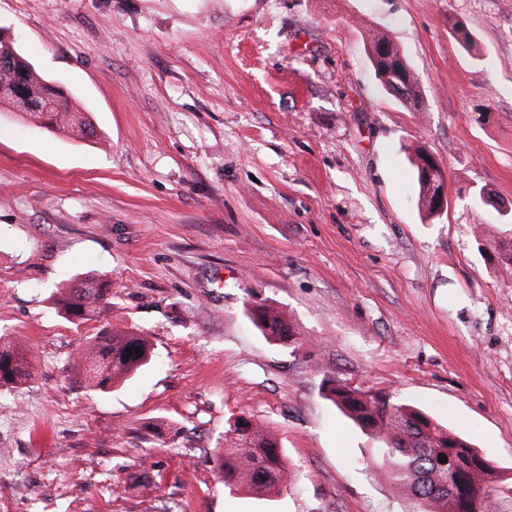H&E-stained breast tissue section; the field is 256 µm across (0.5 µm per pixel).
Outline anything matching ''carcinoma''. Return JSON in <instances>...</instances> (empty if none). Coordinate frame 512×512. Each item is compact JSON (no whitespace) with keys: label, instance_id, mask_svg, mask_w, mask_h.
<instances>
[{"label":"carcinoma","instance_id":"carcinoma-1","mask_svg":"<svg viewBox=\"0 0 512 512\" xmlns=\"http://www.w3.org/2000/svg\"><path fill=\"white\" fill-rule=\"evenodd\" d=\"M370 54L378 80L390 91L391 79L407 84L399 97L416 109L422 99L419 77L403 48L386 31L370 34ZM0 105L51 131L78 130L96 135L88 117L73 110L68 94L43 79L0 29ZM411 163L418 185V204L432 218L431 197L444 183V173L429 172L432 158L420 147L413 148ZM110 283L88 271L56 298V305L69 321L85 324L97 320L110 295ZM246 311L262 336L274 344L301 342V331L281 308L248 293ZM141 349L128 353V349ZM150 358L148 340L134 331L103 330L91 338L80 357V367L91 387L105 391L133 375ZM32 376L25 350L11 341H0V387L21 385ZM326 397L347 417L380 443L376 473L386 479L411 504L409 512H512V477L483 457L477 449L411 405H393L380 392L371 393L345 380H334ZM229 446L219 455L224 486L251 495L276 493L288 474V465L277 437L263 423L244 414L229 418ZM445 455L465 475L466 500L454 496L448 483Z\"/></svg>","mask_w":512,"mask_h":512}]
</instances>
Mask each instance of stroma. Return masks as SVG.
Wrapping results in <instances>:
<instances>
[{"label": "stroma", "instance_id": "1", "mask_svg": "<svg viewBox=\"0 0 512 512\" xmlns=\"http://www.w3.org/2000/svg\"><path fill=\"white\" fill-rule=\"evenodd\" d=\"M0 27L97 131L0 110V338L34 367L0 388V512H407L332 379L512 469V0H0ZM376 28L422 110L381 88ZM411 145L445 172L441 216L419 211ZM87 271L112 304L77 326L53 296ZM250 290L303 345L260 335ZM102 328L155 352L108 392L76 362ZM240 413L284 450L276 495L224 485ZM369 40L370 48L374 51V53L369 51L371 62L382 88L412 109H417L419 105L421 107L424 100L422 98L421 83L418 75L410 65L403 48L386 31L377 30L371 33ZM380 45L387 47V55L384 57L379 55L378 47ZM392 78L407 84V92L405 94L402 95L404 88L399 84H395L396 89L392 88V90L401 96L394 94L390 90L389 86Z\"/></svg>", "mask_w": 512, "mask_h": 512}]
</instances>
